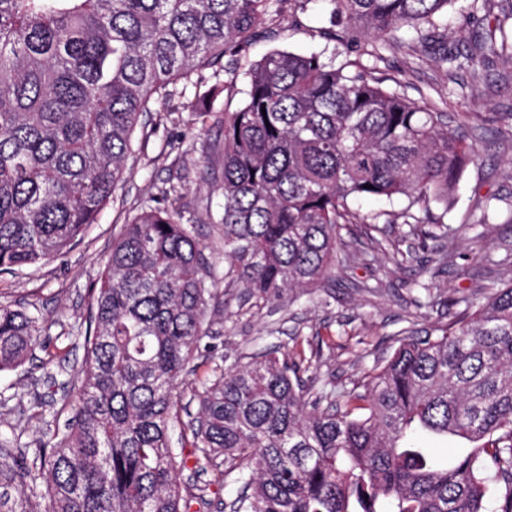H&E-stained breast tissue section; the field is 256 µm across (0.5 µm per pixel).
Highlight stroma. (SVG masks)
<instances>
[{"mask_svg":"<svg viewBox=\"0 0 512 512\" xmlns=\"http://www.w3.org/2000/svg\"><path fill=\"white\" fill-rule=\"evenodd\" d=\"M341 26L315 0H275L253 40L235 63L245 73L266 53L317 52L336 62L358 59L379 76L401 82L406 94L451 118L478 149L447 204H432L451 233L448 240H422L408 225L385 224L381 235L394 242L400 257L380 253L366 265L337 263L332 282L290 301L256 307L244 291L219 296L211 313V338L192 362L181 390L182 412L171 428L174 447L185 466L179 472L189 492L187 512H225L239 486H217L211 467L182 437V424L199 408L196 389L213 368H228L244 353L279 350L302 355L306 364L321 360L336 388L350 389L375 359L398 346L403 331L422 332L449 322L451 302L460 297L484 303L490 289L512 279V265L486 262L490 253L512 242V141L503 133L512 120V61L497 59L480 72L441 71L430 59H417L403 32V46L340 40ZM220 87L217 110H235L244 98L243 81L225 71L203 69L190 80L170 85L166 98L151 102L137 127L122 180L113 201L65 254L39 268L0 277V304L26 309L37 320L42 347L14 370L0 373V435L16 446L0 447V512H46L49 498L37 471H20L12 461L34 452L54 430L64 429L78 404L67 380L85 355L83 334L91 315L89 290L112 251L113 241L144 205L162 203L179 211L199 242L216 282L224 280V129L215 117L203 118L192 101ZM448 247L447 264L436 261ZM431 288L429 304L416 306L418 284Z\"/></svg>","mask_w":512,"mask_h":512,"instance_id":"1","label":"stroma"}]
</instances>
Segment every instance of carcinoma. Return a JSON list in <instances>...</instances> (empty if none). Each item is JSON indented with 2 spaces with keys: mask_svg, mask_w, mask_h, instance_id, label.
Returning a JSON list of instances; mask_svg holds the SVG:
<instances>
[{
  "mask_svg": "<svg viewBox=\"0 0 512 512\" xmlns=\"http://www.w3.org/2000/svg\"><path fill=\"white\" fill-rule=\"evenodd\" d=\"M273 0H0V274L67 252L95 223L125 169L154 96L252 40ZM350 40L405 27L443 68L512 61V9L451 52L441 12L454 0H325ZM224 113V283L259 304L328 280L337 253L365 263L361 225L380 251L381 215L363 197H403L393 217L436 237L431 201L476 160L447 115L388 89L365 65L273 50L244 73ZM204 257L180 214L145 207L113 243L93 289L85 361L66 431L36 449L47 512H185L170 427L178 389L206 335ZM454 320L407 332L349 391L307 380L288 354L237 361L199 394L188 421L211 483H241L234 512H512V282ZM41 345L36 319L0 305V372ZM472 443L440 461L414 435Z\"/></svg>",
  "mask_w": 512,
  "mask_h": 512,
  "instance_id": "obj_1",
  "label": "carcinoma"
}]
</instances>
